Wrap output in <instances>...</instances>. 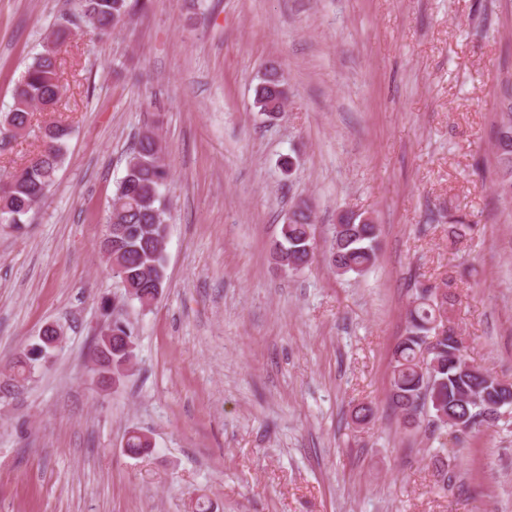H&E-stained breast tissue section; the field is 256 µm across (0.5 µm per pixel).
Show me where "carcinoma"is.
I'll use <instances>...</instances> for the list:
<instances>
[{"label": "carcinoma", "mask_w": 512, "mask_h": 512, "mask_svg": "<svg viewBox=\"0 0 512 512\" xmlns=\"http://www.w3.org/2000/svg\"><path fill=\"white\" fill-rule=\"evenodd\" d=\"M81 16L94 29L98 38L112 35L114 29L131 15L143 8L142 0H79ZM69 37L65 27H59L45 42L56 47V52H38L26 66L13 88V104L9 111L0 113V142L9 141L18 131L30 126L35 111L53 112L62 97L60 62L58 53ZM285 85L277 69L270 71V78L263 79L255 88L254 105L261 112L281 108L286 92L278 91ZM502 120L493 132L497 158L498 180L496 190L503 199L512 200V81H504L501 89ZM73 127L65 121H52L43 128L41 144L30 158L15 172L9 181L0 183V224L20 227L30 214L36 212L52 186L56 173L64 165ZM152 127L142 129L128 157L124 175L112 192L106 223L124 224L127 239L118 248L112 239L105 240L111 250L112 275L134 288L132 299L138 303L159 298L166 282V255L159 244L167 239V200L164 187L169 177L164 162L162 144L156 139ZM293 218L282 224L281 240L273 250L274 262L286 269L300 271L307 267L315 255L313 236L314 211L305 200L291 207ZM379 228L372 220L353 212L339 216L326 260L333 271L344 276L361 275L376 260ZM456 296L448 290L424 287L418 290L407 310L406 334L392 353V377L389 400L404 422H430L451 429L458 426L464 416L473 418L471 428L492 427L500 418L487 420L484 393L491 390L496 395L512 394L508 385L471 365L463 371V361L448 358V350L455 346L448 340L437 342L429 360L421 362L418 355L427 339L436 338V329L442 314L454 306ZM110 336L100 339V383L108 386L112 375L127 355L126 341L132 339L133 328L119 317L108 328ZM49 331H44L40 342L17 355L14 368L26 381L31 377L34 364L51 353ZM150 448L146 433L127 434L125 450L139 455ZM436 483L440 490H448L451 476L448 463L440 456H433Z\"/></svg>", "instance_id": "obj_1"}]
</instances>
